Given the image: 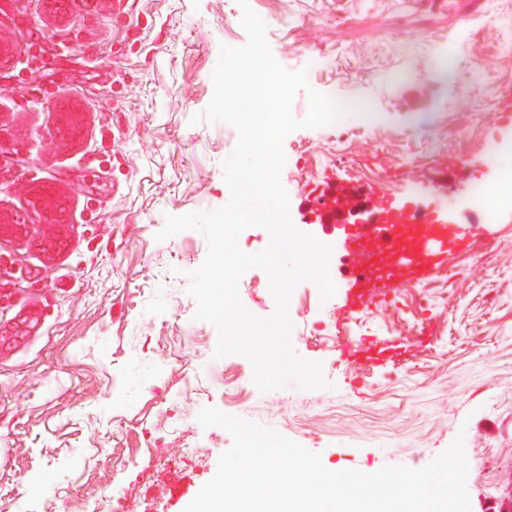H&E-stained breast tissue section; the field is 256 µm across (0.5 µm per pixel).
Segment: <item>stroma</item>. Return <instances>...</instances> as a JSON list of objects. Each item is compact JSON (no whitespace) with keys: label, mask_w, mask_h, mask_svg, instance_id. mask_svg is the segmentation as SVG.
<instances>
[{"label":"stroma","mask_w":512,"mask_h":512,"mask_svg":"<svg viewBox=\"0 0 512 512\" xmlns=\"http://www.w3.org/2000/svg\"><path fill=\"white\" fill-rule=\"evenodd\" d=\"M275 59L308 69V93L345 108L335 127L283 142L280 180L295 229L330 247L334 295L300 281L291 344L322 365L325 389L296 383L262 393L239 355L215 358L218 332L196 319L190 271L208 244L195 230L155 235L167 216L209 211L229 196L223 163L238 132L192 124L214 93L221 46L248 34L237 0H129L58 14L40 0H0V212L22 236L0 235V512H184L232 445L197 415L215 407L320 453L331 471L421 468L463 436L471 512L512 506V214L468 250L388 303L340 313L343 254L307 224L300 196L326 176L387 180L396 201L417 197L407 173L433 159L435 128L457 141L471 183L493 184L485 146L512 137L488 110L452 108L453 59L482 79L499 54L483 19L502 0H249ZM420 88L421 104L407 101ZM112 126L98 130L97 113ZM81 129L54 135L59 119ZM64 201L51 224L28 205L31 180ZM244 306L275 310L267 275L239 280ZM402 338L404 360L352 372L342 340ZM235 390V403L226 393Z\"/></svg>","instance_id":"1"}]
</instances>
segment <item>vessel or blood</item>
<instances>
[{
	"label": "vessel or blood",
	"instance_id": "b4317fda",
	"mask_svg": "<svg viewBox=\"0 0 512 512\" xmlns=\"http://www.w3.org/2000/svg\"><path fill=\"white\" fill-rule=\"evenodd\" d=\"M414 177L440 200L449 198V205L398 204L386 182L360 184L341 177L316 186L307 201L306 222L336 235L351 267L343 313L385 301L396 284L428 278L479 234L481 217L472 214L466 194L455 190L469 178L463 159L451 155L422 163ZM342 350L351 369L360 371L392 362L409 353L410 346L394 338L349 340Z\"/></svg>",
	"mask_w": 512,
	"mask_h": 512
}]
</instances>
